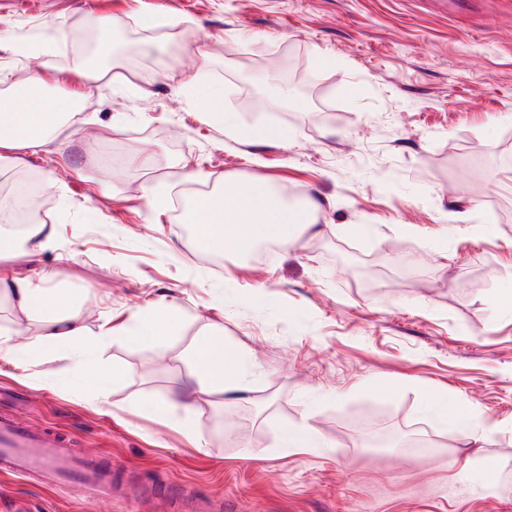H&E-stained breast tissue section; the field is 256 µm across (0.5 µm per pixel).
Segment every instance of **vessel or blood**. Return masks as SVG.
<instances>
[{
	"label": "vessel or blood",
	"mask_w": 512,
	"mask_h": 512,
	"mask_svg": "<svg viewBox=\"0 0 512 512\" xmlns=\"http://www.w3.org/2000/svg\"><path fill=\"white\" fill-rule=\"evenodd\" d=\"M0 477L35 482L98 507L113 506L125 494L111 463L75 450L58 430L16 410L0 412Z\"/></svg>",
	"instance_id": "b4317fda"
}]
</instances>
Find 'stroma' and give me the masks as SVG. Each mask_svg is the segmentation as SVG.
<instances>
[{"mask_svg":"<svg viewBox=\"0 0 512 512\" xmlns=\"http://www.w3.org/2000/svg\"><path fill=\"white\" fill-rule=\"evenodd\" d=\"M144 15L157 27L140 28ZM90 19L155 47L91 92L76 57ZM295 56L317 76L302 108L253 94ZM41 62L58 97L88 92L90 121L60 130L62 154L21 166L39 178L55 244L17 254L12 273L58 272L93 331L152 304L180 307L183 323L156 347L105 345L103 365L126 377L100 396L75 387L67 356L27 378L0 360L8 406L139 484L185 486L223 512H512V0H0L12 74L0 96ZM212 98L240 127L275 119L282 135L229 139L203 109ZM138 153L149 164L135 171ZM191 169L208 174L204 192L229 176L299 191L314 226L265 263L201 257L175 205ZM348 246L369 287L342 274ZM214 327L248 351L257 381L243 400L191 391L176 409L191 439L139 406L168 396ZM433 394L466 400L492 440L437 426L423 411ZM303 419L327 449H272L278 427ZM382 432L410 442L361 446ZM476 454L490 469H465ZM0 489L30 512H97L33 484Z\"/></svg>","mask_w":512,"mask_h":512,"instance_id":"1","label":"stroma"}]
</instances>
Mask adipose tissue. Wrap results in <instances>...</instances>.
<instances>
[{
	"label": "adipose tissue",
	"mask_w": 512,
	"mask_h": 512,
	"mask_svg": "<svg viewBox=\"0 0 512 512\" xmlns=\"http://www.w3.org/2000/svg\"><path fill=\"white\" fill-rule=\"evenodd\" d=\"M80 112L63 107L51 96L35 98H0V174L22 165L23 157L49 150L60 127L79 124ZM271 185L252 180L230 179L219 193H201L194 197L185 213V223L196 231L199 244L211 252L231 249L241 253L267 236L279 244L290 243L304 229L296 212L276 203ZM48 275L37 278L0 274V300L9 301L22 315L35 319L38 333L32 344L10 345L7 355L31 367L36 361L63 353L79 368L76 383L80 389L104 392L108 384L124 377L120 367L102 368L100 351L118 335L134 346H153L179 330L182 311L166 305L153 312L136 311L121 329L108 324L89 336L80 313L73 311L68 293L48 287ZM191 365L183 381L167 398L148 400L145 412L166 419L182 430H190L186 420L175 416L174 409L188 389L208 390L227 397H237L250 390L246 371L250 360L245 351L229 350L222 329H214L193 340L189 346ZM426 415L435 424L455 429L463 440L486 441V434L475 433L470 424L471 412L460 401H448L442 395L430 396L424 405ZM326 440L307 422L280 428L273 446L283 453H317Z\"/></svg>",
	"instance_id": "1"
}]
</instances>
